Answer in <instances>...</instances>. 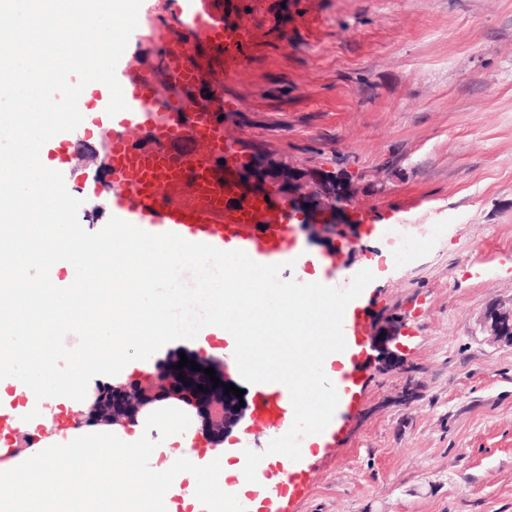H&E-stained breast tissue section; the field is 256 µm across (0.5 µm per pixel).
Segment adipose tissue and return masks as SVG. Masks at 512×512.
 Listing matches in <instances>:
<instances>
[{
  "label": "adipose tissue",
  "instance_id": "1",
  "mask_svg": "<svg viewBox=\"0 0 512 512\" xmlns=\"http://www.w3.org/2000/svg\"><path fill=\"white\" fill-rule=\"evenodd\" d=\"M45 248L62 252L79 265H92L93 269L108 268L112 261L123 260L122 273L113 279L109 289L64 288L58 280L54 266L43 265L35 272H14L11 285L0 289V403L13 400L9 390L19 387L20 378L15 372L24 369L28 378L37 382L36 392L49 402L53 414H69L83 409L86 394L93 390L96 382L104 378H122L132 370L150 371V353L154 339L138 337L142 356L137 364L125 361L118 350L119 338L112 329L100 327L88 338V350L81 357L58 361L47 356L45 337L37 341L16 342L12 330L16 323L37 317L54 315L56 321H69V311L74 307L100 304L103 296H110L113 304L131 305L135 308L137 321H149L160 328L169 302L163 297L139 302L138 289L167 278L175 271L176 259L168 253L148 251L123 241L101 249L95 262H88L75 236L58 235L56 227L44 232ZM169 420L163 433L153 434V417L144 415L129 428L100 426L91 430L71 427L53 434L45 444L46 459L40 471V480L29 484L26 471L31 463L29 457L20 455L0 460V512H157L160 499L182 496L185 503H192L193 493L182 492L167 466L158 465L157 460L165 448L179 446L182 456L193 453L191 440L196 434L194 426L186 422L184 406L169 404L164 408ZM150 449L151 465H144L143 449ZM78 454L83 460L109 459L120 462L123 473L113 476L112 483L120 487V495H113L104 487L103 481L94 479L78 467L70 481L64 482L55 473V459L69 454Z\"/></svg>",
  "mask_w": 512,
  "mask_h": 512
}]
</instances>
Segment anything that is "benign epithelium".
Segmentation results:
<instances>
[{
	"mask_svg": "<svg viewBox=\"0 0 512 512\" xmlns=\"http://www.w3.org/2000/svg\"><path fill=\"white\" fill-rule=\"evenodd\" d=\"M258 177L274 184L288 200V208L305 217L304 227L324 237L328 244L350 240L357 229L352 219L351 197L343 189L334 187L335 179L329 174L308 175L272 159L253 158ZM490 336L512 344V309H490L485 315ZM403 324L397 317L379 316L371 323L370 350L378 352L376 360L387 367L396 364L397 354L391 345L398 344ZM176 359L156 368L137 382L119 384L107 393L95 397L93 408L74 413L79 422L126 426L137 421L146 409L163 403L181 402L195 410L201 421V431L212 437L225 433L244 417L247 406L240 405L234 393L224 394L232 379L227 365H213L196 361L201 370L191 366L176 368ZM213 367L220 384L212 383L204 369ZM203 389H198V386Z\"/></svg>",
	"mask_w": 512,
	"mask_h": 512,
	"instance_id": "1",
	"label": "benign epithelium"
}]
</instances>
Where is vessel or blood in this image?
Here are the masks:
<instances>
[{"label": "vessel or blood", "instance_id": "1", "mask_svg": "<svg viewBox=\"0 0 512 512\" xmlns=\"http://www.w3.org/2000/svg\"><path fill=\"white\" fill-rule=\"evenodd\" d=\"M236 4L142 0L138 26L115 70L126 110L107 114L110 92L103 86L79 125L84 140L103 155V165L93 174L73 168L70 132L48 140L40 159L62 173L71 196L105 198L109 215L147 232L242 250L260 264L287 263L303 255L300 221L275 187L247 177L248 159L228 131L227 115L247 105L230 97L226 84L245 67L252 41L246 23L227 19ZM315 263L319 283L344 288L333 250L316 256ZM363 330V313L346 308L343 334L350 357L334 386L347 408L364 382ZM248 392L253 421L273 436L287 433L294 419L288 389L277 382L253 383ZM44 408L39 398L22 414L0 406V432L13 435L29 425L63 429L61 421L46 422ZM192 448L193 457L177 460V469H196L219 455L203 442ZM257 471V481L246 483L233 512H286L308 487L301 462L281 454L268 455Z\"/></svg>", "mask_w": 512, "mask_h": 512}]
</instances>
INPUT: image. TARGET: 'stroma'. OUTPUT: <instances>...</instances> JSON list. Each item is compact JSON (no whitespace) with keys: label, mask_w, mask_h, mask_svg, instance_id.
I'll return each instance as SVG.
<instances>
[{"label":"stroma","mask_w":512,"mask_h":512,"mask_svg":"<svg viewBox=\"0 0 512 512\" xmlns=\"http://www.w3.org/2000/svg\"><path fill=\"white\" fill-rule=\"evenodd\" d=\"M243 20L240 145L349 184L342 261L381 272L355 303L405 326L401 367H368L292 512H512V345L484 323L512 308V0H271ZM396 224L444 231L392 263Z\"/></svg>","instance_id":"stroma-1"}]
</instances>
